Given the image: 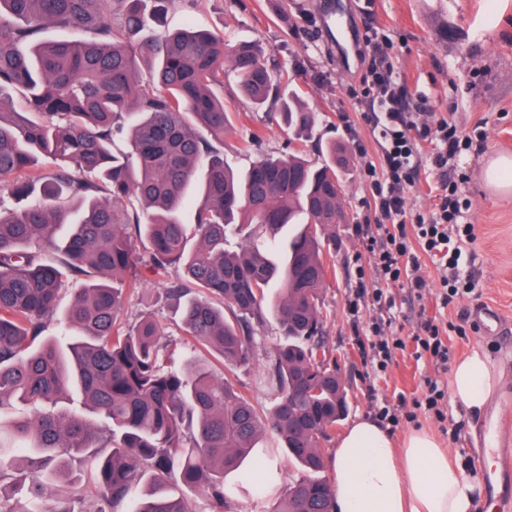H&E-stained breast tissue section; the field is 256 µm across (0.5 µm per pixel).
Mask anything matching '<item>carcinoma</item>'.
I'll use <instances>...</instances> for the list:
<instances>
[{
    "instance_id": "cac0c4a2",
    "label": "carcinoma",
    "mask_w": 512,
    "mask_h": 512,
    "mask_svg": "<svg viewBox=\"0 0 512 512\" xmlns=\"http://www.w3.org/2000/svg\"><path fill=\"white\" fill-rule=\"evenodd\" d=\"M169 2L0 0V414L14 411L0 423V480L19 473L24 503L0 499V512H78L76 499L55 494L80 480L75 461L92 473L91 512H191L198 491L210 512L243 490L276 496L273 512L332 502L321 447L348 411L347 392L334 380L309 386L308 367L319 355L317 369L336 375L317 301L347 148L317 141L319 165L290 153L235 173L219 148L233 127L214 92L224 76L254 107H277L271 119L305 142L314 113L296 91L278 96L285 74L259 44L191 25L161 30ZM49 28L78 36L47 39ZM288 224L300 230L266 237ZM245 226V244L225 249ZM138 238L189 339L180 369L152 315L121 318L126 293L141 287L126 278ZM82 276L92 280L64 321L77 338L62 350L43 333L62 290ZM270 316L285 340L267 372L276 398L263 408L235 385L234 368L254 360ZM199 351L229 370L217 374ZM72 387L107 428L61 406ZM268 432L304 471L285 488L269 482L275 452H254ZM233 473L240 479L230 482Z\"/></svg>"
}]
</instances>
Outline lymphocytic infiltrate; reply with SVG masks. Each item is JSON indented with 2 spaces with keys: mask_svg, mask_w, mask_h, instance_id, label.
I'll return each instance as SVG.
<instances>
[{
  "mask_svg": "<svg viewBox=\"0 0 512 512\" xmlns=\"http://www.w3.org/2000/svg\"><path fill=\"white\" fill-rule=\"evenodd\" d=\"M368 50L366 75L359 85L349 87V96L363 105L362 119L377 141V160H367L362 140H354L356 153L364 157L361 169L367 194L362 208L375 215L374 223L356 224L355 233L367 256V264H355L352 275L357 291L349 302L355 332L369 340L376 370L386 371L397 351L405 349L403 337L393 330L384 314L395 306L388 289L393 285L408 288L416 299H423L431 285L421 273V255L438 258L440 309H448L472 284L461 273L459 261L462 243L474 239V226L468 220L472 207L466 196L464 175L452 171V160L472 149L473 139L460 135L456 125L439 118L416 122L409 110L406 82L394 70L387 50L389 40L365 36ZM432 145L428 155H421L420 142ZM438 173L437 194L428 214L411 212L407 195L415 187L421 166ZM377 309L376 317L363 319L362 306ZM446 328L437 317L424 319L413 336L416 355H429L436 366L448 365L449 348L442 340ZM425 415L444 422L448 418V390L433 378H426L421 396L412 402L377 405L375 416L388 429L401 422H415Z\"/></svg>",
  "mask_w": 512,
  "mask_h": 512,
  "instance_id": "lymphocytic-infiltrate-1",
  "label": "lymphocytic infiltrate"
}]
</instances>
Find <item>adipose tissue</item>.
I'll return each mask as SVG.
<instances>
[{
    "label": "adipose tissue",
    "mask_w": 512,
    "mask_h": 512,
    "mask_svg": "<svg viewBox=\"0 0 512 512\" xmlns=\"http://www.w3.org/2000/svg\"><path fill=\"white\" fill-rule=\"evenodd\" d=\"M500 384L483 352L455 364L453 403L482 406ZM334 512H474L476 484L448 458L429 431H411L402 443L371 419L355 421L335 449Z\"/></svg>",
    "instance_id": "obj_1"
}]
</instances>
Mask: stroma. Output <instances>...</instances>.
I'll use <instances>...</instances> for the list:
<instances>
[{
	"label": "stroma",
	"instance_id": "1",
	"mask_svg": "<svg viewBox=\"0 0 512 512\" xmlns=\"http://www.w3.org/2000/svg\"><path fill=\"white\" fill-rule=\"evenodd\" d=\"M333 11L348 28L346 44L325 32L324 20ZM167 22L173 28L191 23L216 30L232 42L259 43L267 64L287 71L289 87L306 92L316 114V136L347 144L352 134H359L370 156H377L379 146L362 123L360 106L348 95L349 87L365 71L362 39L368 31L394 39V65L407 82L410 98L425 100L426 112L448 117L466 135L482 128L483 151H468L454 160L455 167L468 176L465 193L472 201L475 240L468 247L464 271L475 288L443 315L452 327L451 360L482 350L503 376L498 394L512 396V194L496 192L487 178L493 158L512 155V0H372L366 10L361 0H173ZM223 95L235 115L233 129L224 136V157L233 168H249L263 157L285 155L295 146L292 132L271 121L265 110L252 108L232 79H225ZM255 129L262 133L261 144L241 152L242 137ZM349 158V166L341 173L346 221L336 227V247L330 256L334 271L319 299L326 356L340 364L350 401L346 420L323 446L328 460L352 422L372 417L375 403L412 398L428 377L444 385L450 380L449 372L437 369L430 357L415 358L409 348L397 352L386 373H376L369 354L356 340L348 309L355 290L350 271L364 253L353 226L365 217L359 201L366 194V184L359 156L353 152ZM133 275L142 286L127 297L124 320L133 323L141 315L152 314L167 338L180 340L162 280L145 263ZM390 292L400 335H413L423 317L438 313L434 295L418 301L398 286ZM483 307L496 310L501 324H478L474 311ZM282 340L280 326L268 322L256 336L253 363L236 371L253 403L271 402L272 393L259 375ZM488 413L485 406L469 409L452 404L446 423L422 416L416 423H402L392 437L399 442L411 428L430 430L466 476L477 479L484 464L476 454L481 445L478 422Z\"/></svg>",
	"mask_w": 512,
	"mask_h": 512
}]
</instances>
